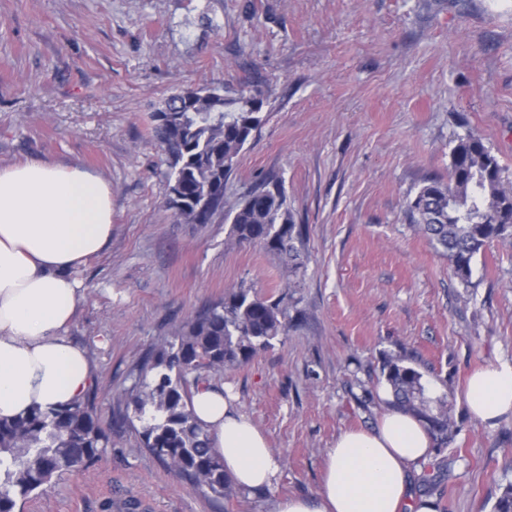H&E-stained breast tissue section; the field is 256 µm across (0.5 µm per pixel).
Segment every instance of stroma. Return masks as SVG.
<instances>
[{
    "mask_svg": "<svg viewBox=\"0 0 512 512\" xmlns=\"http://www.w3.org/2000/svg\"><path fill=\"white\" fill-rule=\"evenodd\" d=\"M188 87L261 97L224 205L282 181L307 227L296 288L224 216L184 224L168 209L151 115ZM470 133L512 183V0H0V166L77 162L112 186V243L76 271L67 329L95 361L99 417L124 406L146 350L204 307L239 288L291 294L284 341L206 376L280 457L271 487L214 502L116 427L97 464L16 512H271L315 495L337 436L386 410L380 367L402 349L458 426L436 512H494L512 482V418L475 419L464 386L485 362H512V244L477 254L465 287L405 213Z\"/></svg>",
    "mask_w": 512,
    "mask_h": 512,
    "instance_id": "35a3bbf8",
    "label": "stroma"
}]
</instances>
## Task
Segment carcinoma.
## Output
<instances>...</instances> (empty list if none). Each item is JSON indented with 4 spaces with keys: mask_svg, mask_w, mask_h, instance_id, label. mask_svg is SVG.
I'll return each instance as SVG.
<instances>
[{
    "mask_svg": "<svg viewBox=\"0 0 512 512\" xmlns=\"http://www.w3.org/2000/svg\"><path fill=\"white\" fill-rule=\"evenodd\" d=\"M164 107L163 119L152 115L153 136L167 158L168 191L180 197L175 217L209 224L224 212V182L261 117L249 101L224 111V94L216 88L200 89L188 101L173 93ZM406 214L442 249L465 286L478 253L495 241H512V189L498 158L473 134L452 149L448 180L422 186L407 202ZM227 218L237 244L275 255L290 277L303 272L304 257L295 245L303 228L294 223L279 180L249 189ZM287 335L288 297L268 300L245 288L230 292L148 350L125 393V408L132 412L119 411L114 418L191 487L216 500L227 498L232 482L191 410L192 389L203 373L235 367ZM382 375L392 394L389 405L424 424L439 456L434 469L444 472L449 462L441 453L456 432L448 393L430 391L420 363L408 352L384 357ZM110 442L89 394L58 409L0 421V512H15L18 502L53 479L93 465Z\"/></svg>",
    "mask_w": 512,
    "mask_h": 512,
    "instance_id": "carcinoma-1",
    "label": "carcinoma"
}]
</instances>
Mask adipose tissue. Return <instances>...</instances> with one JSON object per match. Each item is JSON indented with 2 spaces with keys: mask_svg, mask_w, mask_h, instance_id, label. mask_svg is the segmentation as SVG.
Wrapping results in <instances>:
<instances>
[{
  "mask_svg": "<svg viewBox=\"0 0 512 512\" xmlns=\"http://www.w3.org/2000/svg\"><path fill=\"white\" fill-rule=\"evenodd\" d=\"M112 240V188L78 163L44 159L0 166V419L84 398L96 369L66 331L80 302L74 274ZM472 416H512V365L490 362L468 379ZM192 409L243 490L270 487L280 461L232 398L200 386ZM434 455L423 423L396 409L377 425L341 433L327 450L315 496H293L273 512H434L410 491Z\"/></svg>",
  "mask_w": 512,
  "mask_h": 512,
  "instance_id": "obj_1",
  "label": "adipose tissue"
}]
</instances>
